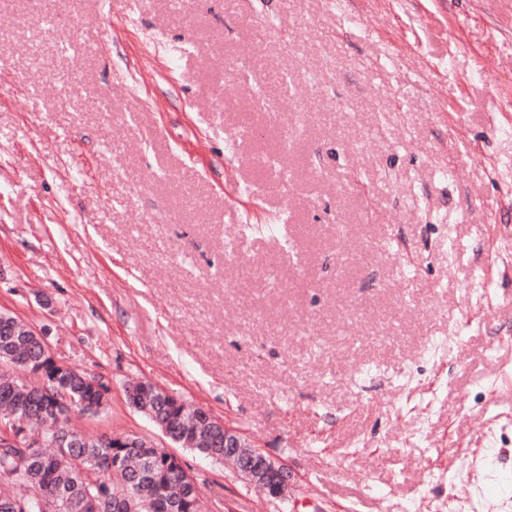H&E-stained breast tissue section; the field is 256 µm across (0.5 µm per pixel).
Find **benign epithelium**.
I'll return each mask as SVG.
<instances>
[{"mask_svg": "<svg viewBox=\"0 0 512 512\" xmlns=\"http://www.w3.org/2000/svg\"><path fill=\"white\" fill-rule=\"evenodd\" d=\"M224 447L239 460L238 468L250 477L252 486L262 492H273L276 499L288 497L292 483L287 467L250 447L237 432L227 427L224 428Z\"/></svg>", "mask_w": 512, "mask_h": 512, "instance_id": "7a95c632", "label": "benign epithelium"}]
</instances>
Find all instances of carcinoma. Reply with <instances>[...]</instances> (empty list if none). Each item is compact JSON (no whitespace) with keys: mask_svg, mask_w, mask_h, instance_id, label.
Returning a JSON list of instances; mask_svg holds the SVG:
<instances>
[{"mask_svg":"<svg viewBox=\"0 0 512 512\" xmlns=\"http://www.w3.org/2000/svg\"><path fill=\"white\" fill-rule=\"evenodd\" d=\"M108 385L87 372L61 371L46 350L44 335L0 313V435L19 438L18 448L0 447V478L10 490L0 503L10 512H43L45 496L58 498L57 512H202L200 491L187 490L182 460L135 434L138 446L120 438L87 436L70 413H91L107 401ZM128 404L169 439L216 462H224V425L207 410L162 394L149 382L125 393ZM112 478H105V473Z\"/></svg>","mask_w":512,"mask_h":512,"instance_id":"cac0c4a2","label":"carcinoma"}]
</instances>
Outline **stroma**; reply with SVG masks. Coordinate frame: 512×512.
<instances>
[{
	"instance_id": "1",
	"label": "stroma",
	"mask_w": 512,
	"mask_h": 512,
	"mask_svg": "<svg viewBox=\"0 0 512 512\" xmlns=\"http://www.w3.org/2000/svg\"><path fill=\"white\" fill-rule=\"evenodd\" d=\"M506 127L512 0H0V312L291 474L203 512H512Z\"/></svg>"
}]
</instances>
